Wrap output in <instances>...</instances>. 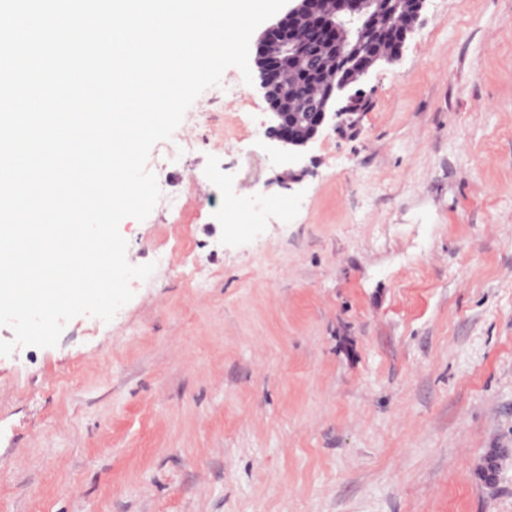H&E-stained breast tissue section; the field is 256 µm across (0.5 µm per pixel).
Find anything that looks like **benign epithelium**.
Wrapping results in <instances>:
<instances>
[{
    "instance_id": "obj_1",
    "label": "benign epithelium",
    "mask_w": 512,
    "mask_h": 512,
    "mask_svg": "<svg viewBox=\"0 0 512 512\" xmlns=\"http://www.w3.org/2000/svg\"><path fill=\"white\" fill-rule=\"evenodd\" d=\"M415 7L406 19L403 35L396 49L386 55L364 54L363 38L357 31L368 27L382 7L380 0H295V6L268 27L262 34L254 58L262 88L273 84L288 86L291 67L310 54V46L321 41H334L336 34L328 33L316 25L308 29V39L299 37L295 23L302 18H319L323 15L339 16L350 28L349 35L337 45H331V56L346 67V75L336 91L320 103L315 112H296L285 97L266 98L273 124L268 127V138L288 146V155L308 147L329 124L341 133L356 126V115L364 110L367 100L362 93L344 95L350 83L361 79L379 61L395 62L402 56L408 36L414 30L425 0H413Z\"/></svg>"
}]
</instances>
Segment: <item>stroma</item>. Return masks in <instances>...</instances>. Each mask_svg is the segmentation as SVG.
Segmentation results:
<instances>
[{
	"mask_svg": "<svg viewBox=\"0 0 512 512\" xmlns=\"http://www.w3.org/2000/svg\"><path fill=\"white\" fill-rule=\"evenodd\" d=\"M221 86L119 225L133 299L0 356V512H512V0H426L294 165Z\"/></svg>",
	"mask_w": 512,
	"mask_h": 512,
	"instance_id": "stroma-1",
	"label": "stroma"
}]
</instances>
